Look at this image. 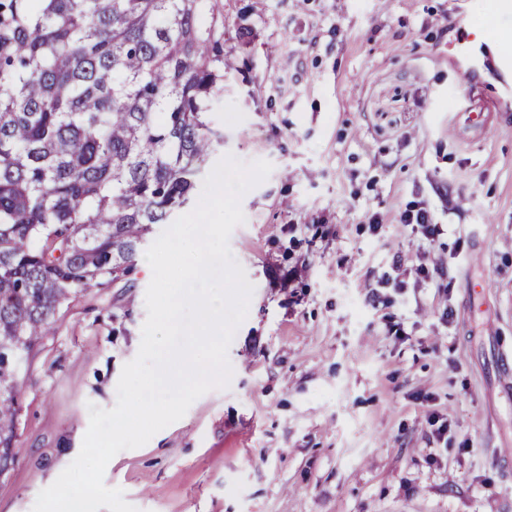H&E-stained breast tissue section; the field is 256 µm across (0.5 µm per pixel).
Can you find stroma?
Masks as SVG:
<instances>
[{
  "label": "stroma",
  "mask_w": 512,
  "mask_h": 512,
  "mask_svg": "<svg viewBox=\"0 0 512 512\" xmlns=\"http://www.w3.org/2000/svg\"><path fill=\"white\" fill-rule=\"evenodd\" d=\"M208 10L222 152L272 165L229 238L253 293L228 386L117 453L105 485L137 512H512V95L489 47L512 0ZM464 21L483 60L467 78ZM418 205L441 235L400 224ZM151 279L60 307L26 365L0 512H32L89 405L115 406Z\"/></svg>",
  "instance_id": "1"
}]
</instances>
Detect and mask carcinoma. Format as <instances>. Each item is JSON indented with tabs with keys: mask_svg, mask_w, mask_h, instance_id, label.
Wrapping results in <instances>:
<instances>
[{
	"mask_svg": "<svg viewBox=\"0 0 512 512\" xmlns=\"http://www.w3.org/2000/svg\"><path fill=\"white\" fill-rule=\"evenodd\" d=\"M207 0H0V474L26 356L130 274L224 145Z\"/></svg>",
	"mask_w": 512,
	"mask_h": 512,
	"instance_id": "obj_1",
	"label": "carcinoma"
}]
</instances>
